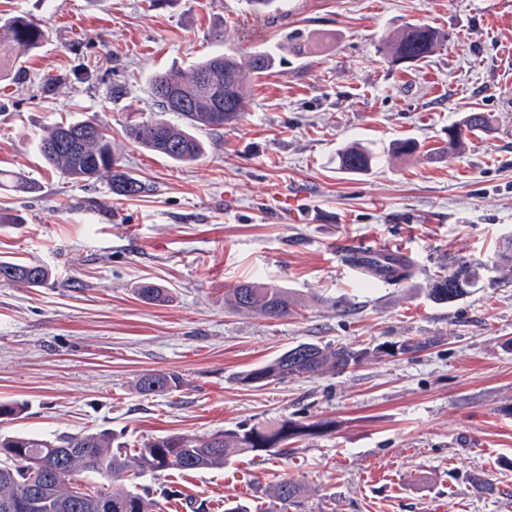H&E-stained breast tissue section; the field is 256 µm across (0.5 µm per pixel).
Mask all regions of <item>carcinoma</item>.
I'll use <instances>...</instances> for the list:
<instances>
[{
  "label": "carcinoma",
  "instance_id": "cac0c4a2",
  "mask_svg": "<svg viewBox=\"0 0 512 512\" xmlns=\"http://www.w3.org/2000/svg\"><path fill=\"white\" fill-rule=\"evenodd\" d=\"M46 40L40 24L21 17H0V81L21 69L20 55L36 49ZM444 42V35L426 25H409L387 40L382 52L393 65L414 64L430 56ZM277 64L276 55L259 49L246 56L224 52L196 62L189 73L157 72L151 79L158 112H173L181 124L157 117L135 119L124 130L125 137L141 148L173 162L190 164L205 152L201 131H218L235 123L246 109L249 82L267 74ZM493 131L490 116L470 112L448 128V143L434 152L447 156L458 152L466 140L479 133ZM38 151L50 168L71 180L95 182L108 174L112 194L120 197L142 196L151 188L126 170L122 158L112 151V138L93 116L74 123L49 128L39 139ZM338 169L352 175L367 174L380 163L378 153L368 145L354 144L336 154ZM349 262L364 267L370 280L405 282L414 267L397 256L390 264L366 262L354 255ZM456 267L442 260L428 276V297L437 304L454 302L469 293L484 278L485 264L460 257ZM502 279L512 280V239L500 252L497 263ZM49 270L39 264L0 260V282L43 286ZM138 295L149 303L166 300L165 290L147 284ZM231 313H258L269 319L297 315V303L288 289L262 281H242L230 290L227 299ZM439 343L434 337L405 339L357 347L353 344H317L301 342L288 348L267 364L238 376L239 383L260 387L271 380L312 378L329 371L346 373L370 356L413 357ZM181 377L173 372H151L140 376L136 389L144 396L159 395L178 388ZM25 405L17 401L0 402V422L15 420ZM332 422H302L284 418L265 425L240 426L209 434L169 433L129 448L111 432H80L56 440L15 433L0 435V512H15L17 501L29 500L26 512H105L102 503L112 502V512H153L152 500L133 488L147 473L167 471H204L224 468L234 456L273 450L288 453L295 439L320 437L331 430ZM99 476L106 480L90 487L80 476ZM304 488L283 479L273 489V498L282 503H297Z\"/></svg>",
  "mask_w": 512,
  "mask_h": 512
}]
</instances>
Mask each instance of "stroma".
<instances>
[{"label":"stroma","mask_w":512,"mask_h":512,"mask_svg":"<svg viewBox=\"0 0 512 512\" xmlns=\"http://www.w3.org/2000/svg\"><path fill=\"white\" fill-rule=\"evenodd\" d=\"M47 32L0 86V169L38 194L0 186V258L47 267L42 287L0 284V401L25 403L0 432L48 438L107 429L130 443L212 433L285 417L334 420L287 455L238 456L224 469L137 481L158 512L258 505L281 479L300 503L277 512H512V283L495 269L512 238V0H0ZM411 24L446 36L409 67L383 56ZM302 32L313 54L282 52L253 79L240 120L205 134L178 165L126 139L130 114L157 111L150 80L222 51L276 48ZM493 132L427 158L467 113ZM97 116L112 148L151 194L119 197L43 164L41 135ZM413 139L423 157L389 154ZM383 152L365 175L336 164L353 142ZM305 182L294 218L271 197ZM389 247L415 267L406 282L364 287L337 239ZM477 258L484 282L462 299L427 296L437 260ZM246 278L287 288L299 316L232 314L224 293ZM167 288L164 304L136 287ZM434 337L415 357L365 360L343 373L241 385L240 373L301 342L367 344ZM147 371L176 372L177 391L143 396ZM488 491H478L475 478Z\"/></svg>","instance_id":"1"}]
</instances>
